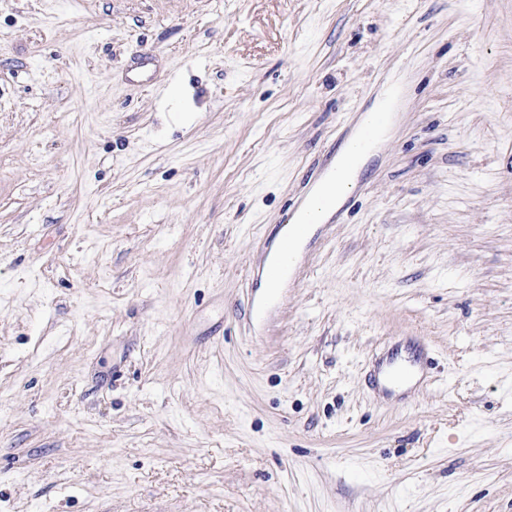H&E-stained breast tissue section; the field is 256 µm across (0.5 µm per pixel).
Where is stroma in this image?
I'll return each mask as SVG.
<instances>
[{
	"label": "stroma",
	"instance_id": "obj_1",
	"mask_svg": "<svg viewBox=\"0 0 512 512\" xmlns=\"http://www.w3.org/2000/svg\"><path fill=\"white\" fill-rule=\"evenodd\" d=\"M0 512H512V0H0ZM391 112H394L393 103L387 99L382 101L377 112H373L366 119V131L364 134V141L356 143V145H364V142L371 138V136L385 124L388 123L391 117ZM375 143L376 142L365 145L364 149L360 153L357 154L355 163L343 171V178L346 181L345 188H344V190L340 191L336 195V202L331 207H320L319 201H320V196L323 191V188L317 187V185H316V187H314L307 205H308V207H315L316 209H318V217H317L315 223L309 224V223H312L315 213H314V211L308 210L305 214L304 219L297 221L295 224L289 225L291 230L288 235V239L285 240V242L283 244L284 253L285 254L291 253L293 240L303 233L305 224H309L308 229H307V235H306L305 239L302 240L294 250V254H293L294 263H295V259L297 257V254L299 253L301 247L302 246L304 247L306 241L308 240L312 231L316 227L315 224H323L330 217V215L334 212V210L345 200L347 192H349L351 186L357 179L362 167L364 166L367 158L369 157V155L375 148V147H373ZM427 379V364L417 350L402 360L398 350L376 359L368 373V381L380 402L391 401L397 390L412 389Z\"/></svg>",
	"mask_w": 512,
	"mask_h": 512
}]
</instances>
